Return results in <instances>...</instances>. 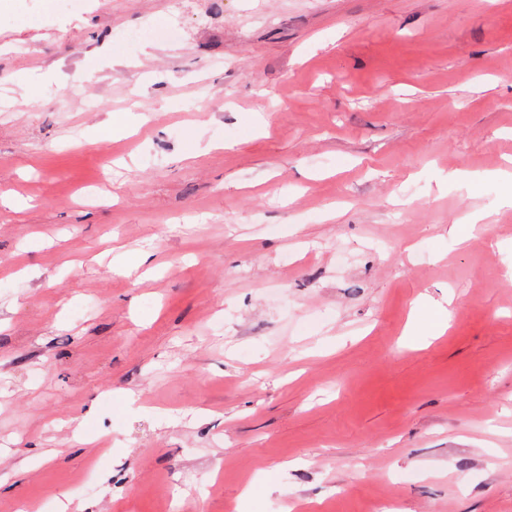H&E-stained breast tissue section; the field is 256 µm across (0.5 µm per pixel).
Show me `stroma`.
<instances>
[{"label":"stroma","mask_w":512,"mask_h":512,"mask_svg":"<svg viewBox=\"0 0 512 512\" xmlns=\"http://www.w3.org/2000/svg\"><path fill=\"white\" fill-rule=\"evenodd\" d=\"M501 170L512 0H0V512H512Z\"/></svg>","instance_id":"35a3bbf8"}]
</instances>
